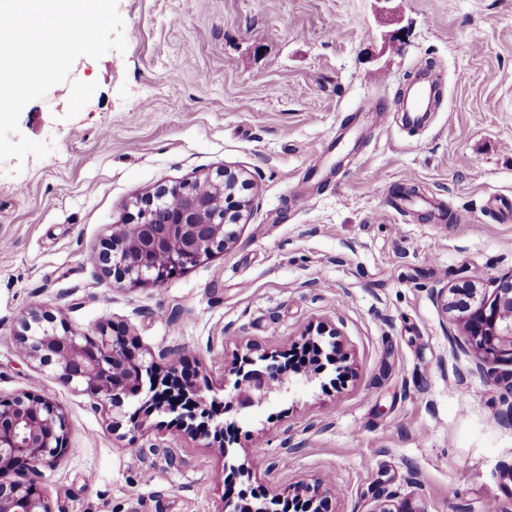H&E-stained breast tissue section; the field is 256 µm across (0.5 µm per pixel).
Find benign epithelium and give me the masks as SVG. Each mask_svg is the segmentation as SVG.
Returning <instances> with one entry per match:
<instances>
[{
    "label": "benign epithelium",
    "instance_id": "obj_1",
    "mask_svg": "<svg viewBox=\"0 0 512 512\" xmlns=\"http://www.w3.org/2000/svg\"><path fill=\"white\" fill-rule=\"evenodd\" d=\"M247 187L240 176L224 170L216 178L162 187L136 202L137 212L120 224L100 249L91 251L92 266L111 274L116 282L160 285L201 259L224 250L235 238L230 226L240 223L248 201L237 197ZM461 328L460 346L472 353L476 367H512V271L494 280L485 292L464 282L436 290ZM21 353L53 365L59 379L82 388L101 401L120 404L139 389L147 375L151 411L178 414L183 430L199 434L212 444L227 447L223 412L252 407L279 391L290 379L291 369L270 362V356L252 357L254 347L238 361L233 393L211 403L181 377L176 359L181 350L158 351L167 364V377L153 375L152 367L136 361L130 343L122 335L101 330L100 339L74 330L57 332L54 319L34 311L17 337ZM68 420L51 398L34 390L0 400V474L16 464L39 471L52 466L68 452ZM298 503L297 512H328L329 496L323 484L306 486L288 499L266 498L249 512H282L281 506ZM0 512H53L49 497L31 483L0 481Z\"/></svg>",
    "mask_w": 512,
    "mask_h": 512
}]
</instances>
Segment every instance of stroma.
<instances>
[{
  "mask_svg": "<svg viewBox=\"0 0 512 512\" xmlns=\"http://www.w3.org/2000/svg\"><path fill=\"white\" fill-rule=\"evenodd\" d=\"M118 10L126 51L78 58L21 113V134L52 152L0 162V397L55 399L71 447L6 479L45 489L54 512H222L215 476L231 465L273 494L333 486L331 512H512V424L498 419L512 391L477 371L435 296L512 271V0ZM425 69L438 97L421 126L360 111ZM226 168L250 179L252 204L224 251L158 286L88 263L137 199ZM34 310L92 336L122 329L147 360L178 347L217 393L248 345L276 355L306 333L350 370L225 414L240 441L224 452L171 415L133 420L140 397L97 402L23 358Z\"/></svg>",
  "mask_w": 512,
  "mask_h": 512,
  "instance_id": "1",
  "label": "stroma"
}]
</instances>
